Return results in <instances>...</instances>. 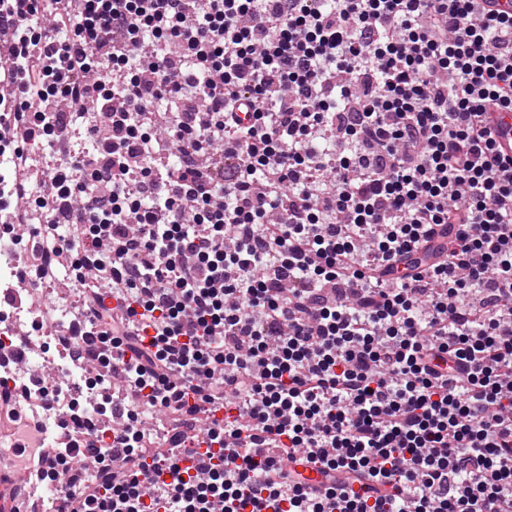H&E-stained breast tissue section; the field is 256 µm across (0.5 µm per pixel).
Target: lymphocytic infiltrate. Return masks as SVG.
<instances>
[{
    "label": "lymphocytic infiltrate",
    "mask_w": 512,
    "mask_h": 512,
    "mask_svg": "<svg viewBox=\"0 0 512 512\" xmlns=\"http://www.w3.org/2000/svg\"><path fill=\"white\" fill-rule=\"evenodd\" d=\"M2 24L0 224L78 203L35 278L72 269L82 326L129 353L63 512H512V160L485 125L511 13L0 0ZM78 133L35 179L28 144Z\"/></svg>",
    "instance_id": "lymphocytic-infiltrate-1"
}]
</instances>
